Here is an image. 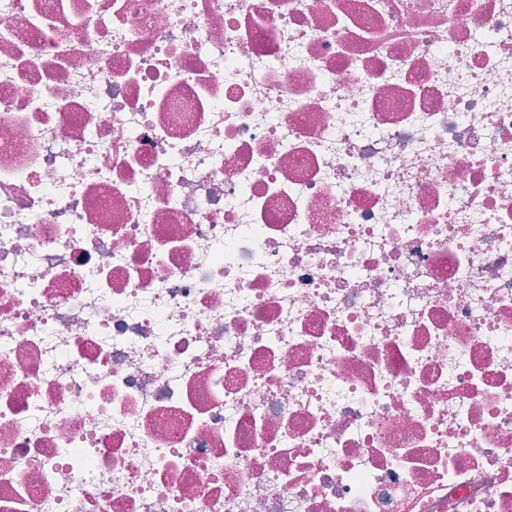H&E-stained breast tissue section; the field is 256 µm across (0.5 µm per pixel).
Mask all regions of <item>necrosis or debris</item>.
Instances as JSON below:
<instances>
[{
    "instance_id": "necrosis-or-debris-1",
    "label": "necrosis or debris",
    "mask_w": 512,
    "mask_h": 512,
    "mask_svg": "<svg viewBox=\"0 0 512 512\" xmlns=\"http://www.w3.org/2000/svg\"><path fill=\"white\" fill-rule=\"evenodd\" d=\"M0 512H512V0H0Z\"/></svg>"
}]
</instances>
